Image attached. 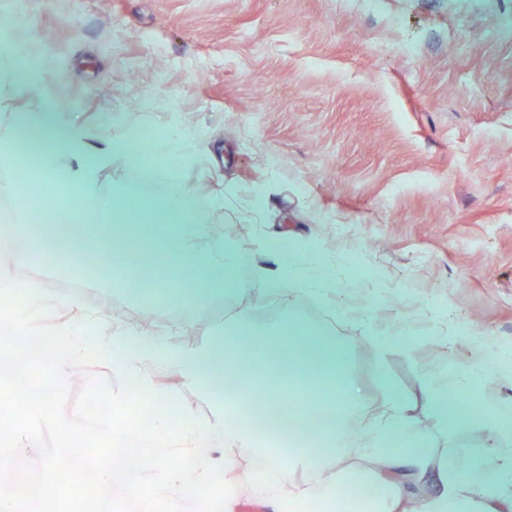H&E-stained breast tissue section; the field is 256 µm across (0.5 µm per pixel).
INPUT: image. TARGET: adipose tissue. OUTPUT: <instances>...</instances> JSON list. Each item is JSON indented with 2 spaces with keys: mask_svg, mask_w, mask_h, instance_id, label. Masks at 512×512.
<instances>
[{
  "mask_svg": "<svg viewBox=\"0 0 512 512\" xmlns=\"http://www.w3.org/2000/svg\"><path fill=\"white\" fill-rule=\"evenodd\" d=\"M23 124L40 146V180L64 189L66 196L64 206L52 216L56 231L37 235L17 248V265H25L30 252H51L55 241L62 240L76 252L94 251L103 269L131 280L135 274L122 266L117 237L130 225L144 224L148 258L179 260L177 268L154 281L156 296L166 304L201 306L219 294L246 292L232 255L225 252L223 241L210 237L207 225L199 223L200 208L176 176L179 164L189 156L188 134L162 132L149 152L138 153L126 138L90 142L78 117H60L49 104L27 111ZM112 162L137 168L143 179L166 180V203L156 206L136 191L112 197L99 194L98 174ZM274 257L276 269L260 275V287L269 294L312 280L325 282L333 273L332 262L323 256L316 257L305 274L287 250L276 251ZM248 333V328L237 327L226 330L215 343L174 349L142 330L113 327L102 306L58 326L59 343L50 354L57 384L66 383L73 364L96 359L137 380L141 397L148 402L161 397L149 369L166 365L175 367L213 408L207 420L184 408L177 422L161 421L149 431L138 430L131 419L120 425L104 424L107 442H120L132 434L141 447L182 451L183 461L175 468L168 467L166 458H158L164 477L143 498L142 512H154L160 502L168 512H235L234 499L220 502L208 494L224 477L218 447L251 456L263 450L265 437L288 429L304 433L309 445L278 449L268 458V473L254 479V490L269 512H288L291 495L311 472L322 477L310 490L311 499H335L338 485L327 475L341 466L349 444L359 447L363 470L383 512H512V450L501 445L507 429L503 412L512 402L487 397L473 414L457 401L488 375L485 363L452 379L432 373L419 377L424 406L436 419L439 434L451 437L476 422L487 431V447L466 467L458 468L432 452L431 440L420 429L407 399L389 381L381 387L377 416L362 433L350 435V419L363 392L347 372L345 348L328 329L292 311L262 349L245 357L230 354V347ZM295 335L310 336L308 348H294ZM228 401L240 410L239 421L231 424L224 420Z\"/></svg>",
  "mask_w": 512,
  "mask_h": 512,
  "instance_id": "1",
  "label": "adipose tissue"
}]
</instances>
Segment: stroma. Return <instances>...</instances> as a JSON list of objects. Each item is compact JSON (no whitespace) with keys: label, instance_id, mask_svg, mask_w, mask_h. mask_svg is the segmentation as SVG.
I'll return each mask as SVG.
<instances>
[{"label":"stroma","instance_id":"1","mask_svg":"<svg viewBox=\"0 0 512 512\" xmlns=\"http://www.w3.org/2000/svg\"><path fill=\"white\" fill-rule=\"evenodd\" d=\"M507 23L512 0H0V32L22 31L45 74L11 82L0 141L40 99L95 142L190 132L179 173L205 220L238 227L249 271L283 236L334 264L317 290L193 310L195 344L297 310L346 348L370 409L384 378L412 397L423 371L512 370V36L485 37ZM371 331L394 341L387 358ZM414 413L446 457L486 443L481 424L448 440Z\"/></svg>","mask_w":512,"mask_h":512}]
</instances>
